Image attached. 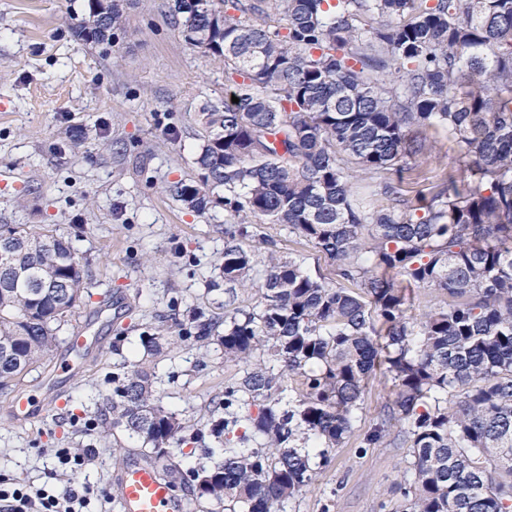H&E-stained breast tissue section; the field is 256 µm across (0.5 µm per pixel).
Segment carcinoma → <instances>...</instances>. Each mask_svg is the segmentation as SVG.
Wrapping results in <instances>:
<instances>
[{
	"label": "carcinoma",
	"instance_id": "cac0c4a2",
	"mask_svg": "<svg viewBox=\"0 0 512 512\" xmlns=\"http://www.w3.org/2000/svg\"><path fill=\"white\" fill-rule=\"evenodd\" d=\"M88 8L75 40L112 43L123 0ZM167 8L227 81L199 112L197 178L165 186L197 212L224 209V331L194 311L175 338L143 332L146 358L112 372L102 436L135 440L215 512H281L318 482L379 372L392 400L363 445L411 448L404 512H512V0ZM416 128L447 132L459 176L412 197L433 147ZM265 224L312 245L334 278L278 256ZM84 266L57 230L0 224V389L51 359ZM414 288L448 302L414 321ZM188 340L217 342L242 376L210 427L221 456L183 474L171 459L186 419L162 404L151 363Z\"/></svg>",
	"mask_w": 512,
	"mask_h": 512
}]
</instances>
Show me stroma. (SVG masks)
Masks as SVG:
<instances>
[{
    "instance_id": "obj_1",
    "label": "stroma",
    "mask_w": 512,
    "mask_h": 512,
    "mask_svg": "<svg viewBox=\"0 0 512 512\" xmlns=\"http://www.w3.org/2000/svg\"><path fill=\"white\" fill-rule=\"evenodd\" d=\"M166 0H126V28L111 46L73 41L88 0H0V224H48L86 259L90 298L63 328L91 344L78 372L32 369L0 390V483L61 489L55 451L86 455L76 478L93 496L86 512H119L111 478L120 465L93 422L112 393L115 365L140 351L150 330L177 334L190 309L223 319V292L209 291L224 247V213L200 214L163 193L194 176L200 108L224 96V71L186 44ZM81 140L72 152L73 140ZM445 135L420 161L411 191H429L453 165ZM162 402L197 428L224 415V384L237 378L213 348L185 346L155 358ZM56 394L65 405L31 423L14 421L15 392ZM391 400L373 377L352 435L330 452L321 481L286 512H382L398 503L394 483L411 462L406 447L365 448L363 436Z\"/></svg>"
}]
</instances>
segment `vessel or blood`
I'll return each instance as SVG.
<instances>
[{
  "label": "vessel or blood",
  "instance_id": "vessel-or-blood-1",
  "mask_svg": "<svg viewBox=\"0 0 512 512\" xmlns=\"http://www.w3.org/2000/svg\"><path fill=\"white\" fill-rule=\"evenodd\" d=\"M39 413L30 395L13 397L11 416L17 421L33 420ZM119 512H186V502L152 463L139 460L122 468L114 483Z\"/></svg>",
  "mask_w": 512,
  "mask_h": 512
}]
</instances>
